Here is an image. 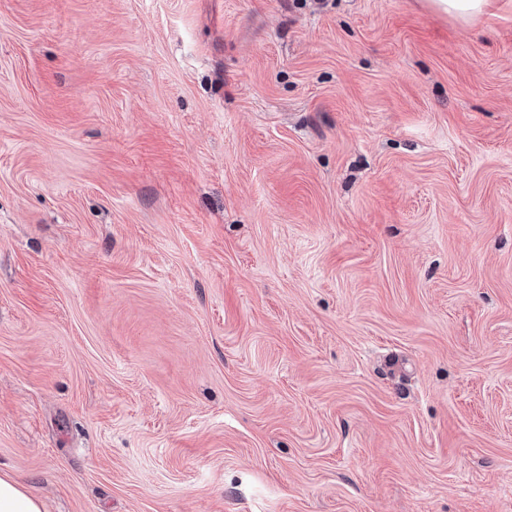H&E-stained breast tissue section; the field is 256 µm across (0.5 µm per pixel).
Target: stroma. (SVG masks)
I'll list each match as a JSON object with an SVG mask.
<instances>
[{"instance_id":"35a3bbf8","label":"stroma","mask_w":512,"mask_h":512,"mask_svg":"<svg viewBox=\"0 0 512 512\" xmlns=\"http://www.w3.org/2000/svg\"><path fill=\"white\" fill-rule=\"evenodd\" d=\"M0 471L512 512V0H0ZM432 10L468 23L489 13L492 0H428Z\"/></svg>"}]
</instances>
